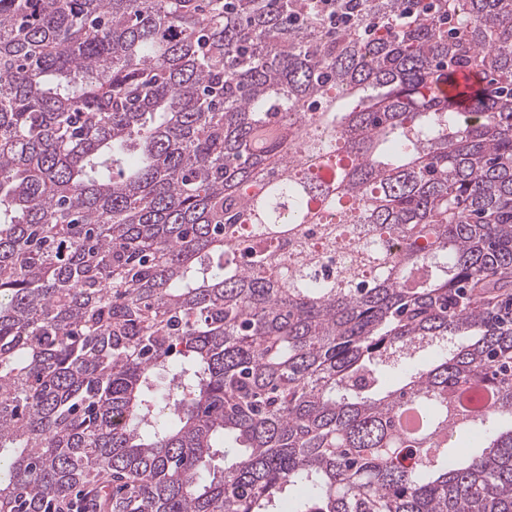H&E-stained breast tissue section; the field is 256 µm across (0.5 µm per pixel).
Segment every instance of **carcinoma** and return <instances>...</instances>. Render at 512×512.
<instances>
[{"instance_id": "obj_1", "label": "carcinoma", "mask_w": 512, "mask_h": 512, "mask_svg": "<svg viewBox=\"0 0 512 512\" xmlns=\"http://www.w3.org/2000/svg\"><path fill=\"white\" fill-rule=\"evenodd\" d=\"M349 3L0 0V512H512V0Z\"/></svg>"}]
</instances>
